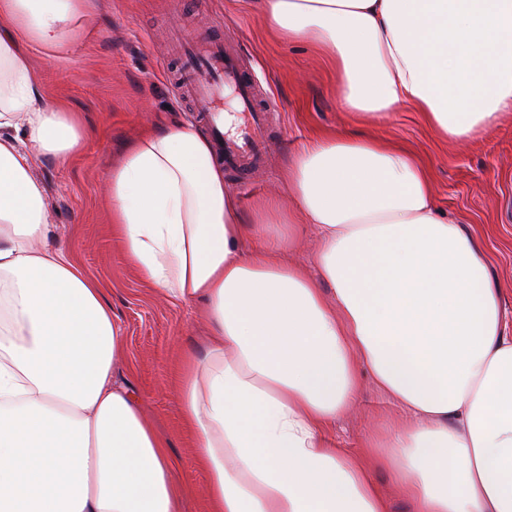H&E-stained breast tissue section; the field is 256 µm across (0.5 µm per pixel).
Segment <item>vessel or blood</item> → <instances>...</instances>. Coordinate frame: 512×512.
<instances>
[{
	"label": "vessel or blood",
	"mask_w": 512,
	"mask_h": 512,
	"mask_svg": "<svg viewBox=\"0 0 512 512\" xmlns=\"http://www.w3.org/2000/svg\"><path fill=\"white\" fill-rule=\"evenodd\" d=\"M177 92H191L216 140L224 141V162L250 173L263 162L271 148L266 132L267 117L257 102L252 83L244 76L241 56L227 49L223 39H190L179 45L178 76L172 83ZM232 91L251 125L232 136H225L214 103Z\"/></svg>",
	"instance_id": "obj_1"
}]
</instances>
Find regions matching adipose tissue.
Returning a JSON list of instances; mask_svg holds the SVG:
<instances>
[{
	"mask_svg": "<svg viewBox=\"0 0 512 512\" xmlns=\"http://www.w3.org/2000/svg\"><path fill=\"white\" fill-rule=\"evenodd\" d=\"M94 0H0V512H180L188 491L139 398L113 383L123 349L103 286L50 244L32 171L82 146L47 104L24 46L59 51ZM267 32L310 41L361 122L402 104L444 141L512 111V0H252ZM110 222L139 279L198 304L211 335L174 386L210 512H512V322L486 254L444 219L404 147L321 133L283 198L244 224L212 140L144 130L107 174ZM317 278L280 262L300 225ZM331 293H324L323 284ZM407 414L338 448L327 431L360 373Z\"/></svg>",
	"mask_w": 512,
	"mask_h": 512,
	"instance_id": "obj_1",
	"label": "adipose tissue"
}]
</instances>
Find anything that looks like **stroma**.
I'll return each mask as SVG.
<instances>
[{"instance_id":"1","label":"stroma","mask_w":512,"mask_h":512,"mask_svg":"<svg viewBox=\"0 0 512 512\" xmlns=\"http://www.w3.org/2000/svg\"><path fill=\"white\" fill-rule=\"evenodd\" d=\"M226 38L241 51L248 74L271 112L275 135L265 166L242 179L225 170L224 185L242 218L261 198L282 192V174L297 145L319 131L357 130L336 93L337 75L308 41L270 37L248 0H97L66 47L48 54L29 49L50 103L78 113L87 130L83 148L67 163L47 160L33 171L59 239L72 246L85 273L99 281L125 340L112 378L142 401L146 418L171 440L190 488L181 512H208L204 477L169 390L185 351L207 333L197 306L171 302L145 286L112 234L105 177L123 147L169 112L201 124L202 115L174 92L168 54L172 34ZM383 144L404 142L430 168L436 203L445 218L484 243L491 281L512 313V116L468 141L440 142L411 106L397 108L374 127ZM405 413L372 379L337 420L343 447L360 450L372 435L403 421Z\"/></svg>"}]
</instances>
